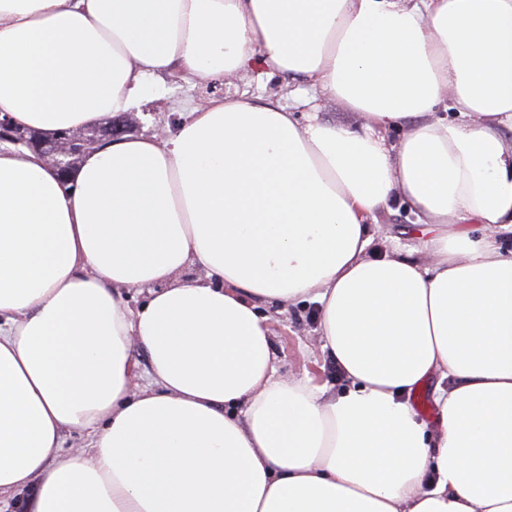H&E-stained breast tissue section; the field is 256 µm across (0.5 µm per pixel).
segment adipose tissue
Instances as JSON below:
<instances>
[{
    "label": "adipose tissue",
    "instance_id": "adipose-tissue-1",
    "mask_svg": "<svg viewBox=\"0 0 512 512\" xmlns=\"http://www.w3.org/2000/svg\"><path fill=\"white\" fill-rule=\"evenodd\" d=\"M255 61L359 126L207 99L167 137L86 152L67 184L0 145V494L512 512V0H0V117L47 138L131 111L157 74ZM395 203L428 236L369 255ZM265 301L318 304L345 388L277 373Z\"/></svg>",
    "mask_w": 512,
    "mask_h": 512
}]
</instances>
